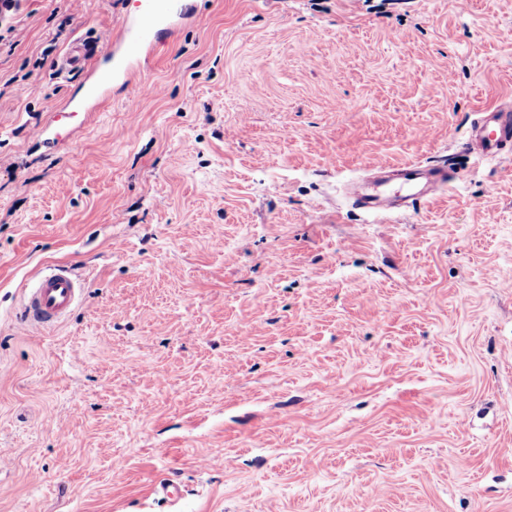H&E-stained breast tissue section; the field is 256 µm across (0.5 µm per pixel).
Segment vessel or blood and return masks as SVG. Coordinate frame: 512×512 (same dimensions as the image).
Listing matches in <instances>:
<instances>
[{
    "label": "vessel or blood",
    "instance_id": "b4317fda",
    "mask_svg": "<svg viewBox=\"0 0 512 512\" xmlns=\"http://www.w3.org/2000/svg\"><path fill=\"white\" fill-rule=\"evenodd\" d=\"M183 0H137L134 11L119 22L113 41L105 52H97L86 40H79L60 62V69L84 68V94L68 98L54 112L55 120L68 119L80 112L94 111L97 101L113 83L130 82L143 67L146 53L168 31L177 19L187 16ZM467 152L487 161L512 156V111L498 108L483 113L475 120L464 143ZM428 187L394 192V199L408 198L412 204L427 200L432 191L447 184V167L427 170ZM82 284L64 267L43 275L30 292L22 309V321L29 327H51L60 323L76 306Z\"/></svg>",
    "mask_w": 512,
    "mask_h": 512
}]
</instances>
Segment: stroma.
<instances>
[{
    "instance_id": "35a3bbf8",
    "label": "stroma",
    "mask_w": 512,
    "mask_h": 512,
    "mask_svg": "<svg viewBox=\"0 0 512 512\" xmlns=\"http://www.w3.org/2000/svg\"><path fill=\"white\" fill-rule=\"evenodd\" d=\"M132 2L0 20V512H512V160L461 146L512 0H191L57 126ZM416 160L435 197L353 206ZM56 264L79 303L21 332ZM428 175V187L424 190L408 189L407 195H402V189L394 192L393 198L408 199L413 206L419 204L421 201L427 200L431 194L441 185H446L448 182V168L441 167H425Z\"/></svg>"
}]
</instances>
